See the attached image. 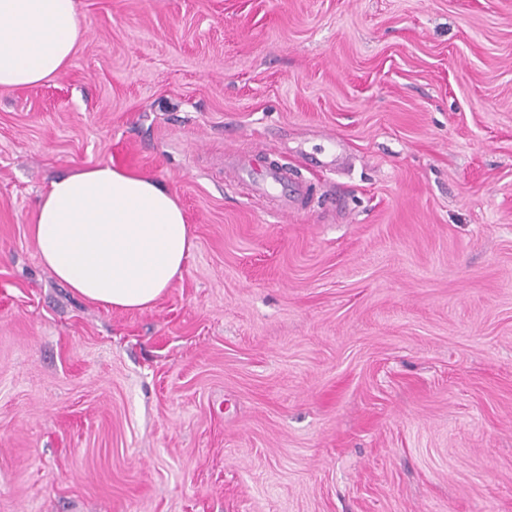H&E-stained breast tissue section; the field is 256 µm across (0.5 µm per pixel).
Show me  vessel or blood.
I'll return each instance as SVG.
<instances>
[{"mask_svg": "<svg viewBox=\"0 0 512 512\" xmlns=\"http://www.w3.org/2000/svg\"><path fill=\"white\" fill-rule=\"evenodd\" d=\"M230 168L239 174L251 177L253 191L258 196H271L287 203L289 195H307L309 187L302 182H293L287 167L265 166L259 152L236 151L228 156Z\"/></svg>", "mask_w": 512, "mask_h": 512, "instance_id": "b4317fda", "label": "vessel or blood"}]
</instances>
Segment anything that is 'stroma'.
I'll return each instance as SVG.
<instances>
[{"instance_id":"1","label":"stroma","mask_w":512,"mask_h":512,"mask_svg":"<svg viewBox=\"0 0 512 512\" xmlns=\"http://www.w3.org/2000/svg\"><path fill=\"white\" fill-rule=\"evenodd\" d=\"M76 10L72 64L0 89V512H512V0ZM257 147L305 204L227 177ZM103 162L193 228L144 311L31 234Z\"/></svg>"}]
</instances>
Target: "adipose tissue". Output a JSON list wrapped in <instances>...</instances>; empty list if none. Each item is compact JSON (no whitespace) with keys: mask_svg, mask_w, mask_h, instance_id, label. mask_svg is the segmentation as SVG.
Here are the masks:
<instances>
[{"mask_svg":"<svg viewBox=\"0 0 512 512\" xmlns=\"http://www.w3.org/2000/svg\"><path fill=\"white\" fill-rule=\"evenodd\" d=\"M81 35L74 0H0V87H36L68 67ZM40 259L88 301L153 307L183 277L194 241L163 184L111 164L51 181L31 227Z\"/></svg>","mask_w":512,"mask_h":512,"instance_id":"adipose-tissue-1","label":"adipose tissue"}]
</instances>
